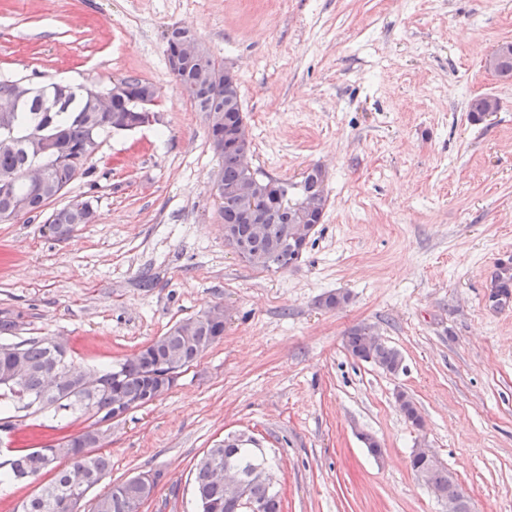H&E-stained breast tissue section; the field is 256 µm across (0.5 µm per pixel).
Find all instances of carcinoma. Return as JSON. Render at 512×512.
<instances>
[{"label":"carcinoma","instance_id":"cac0c4a2","mask_svg":"<svg viewBox=\"0 0 512 512\" xmlns=\"http://www.w3.org/2000/svg\"><path fill=\"white\" fill-rule=\"evenodd\" d=\"M224 66L210 54L187 63L176 74L182 91L201 112L212 118L211 110H222L223 121L235 126L246 127L241 106L239 87H224L207 81L208 76H222ZM53 91L34 95L18 113L13 134L0 132V217H27L44 214L47 206L64 195L67 186L76 178L73 158H83L81 174L93 169V158L87 156L92 134L98 142L112 132V124L129 118L133 121L140 115L132 111L133 103L128 98L112 100L109 112H99L87 92H73L61 105L53 103ZM37 132L56 138V155L48 161L40 191L33 192L27 183L15 181L11 176L24 167L41 162L25 147L27 138ZM224 134V126L208 123V140L213 152L223 162L218 183L221 189L237 187L249 180L258 184L265 195L271 215L254 230L245 222L246 206L227 201L220 205L224 220V239L229 247L239 245L242 260L250 266L266 271H285L294 266V256L303 245V239L296 238L297 229L321 223L327 206L325 176L321 168L307 169L299 186L302 206L289 203L288 183L273 178H261L257 172L241 168L234 151L220 148L217 139ZM98 199L92 193H83L71 198L65 205L54 209L45 224L57 230V237L71 235L80 224H91L98 217ZM206 312L189 317L174 325L165 334L150 341L140 352L108 370L84 372L79 375L99 381L97 391L87 395L76 391L66 401L53 407V411H75L89 416L91 423L76 436H68L54 444L56 458L51 469L55 476L51 481L54 489L38 491L22 501L16 512H75L78 503L89 489L99 484L111 471V463L104 455L83 452L78 444L86 440L91 432L112 417V405L121 402L133 409L139 408L153 398L164 395L165 374L169 365L185 367L224 336L220 323H211L205 318ZM18 328L16 318L0 317V414L16 411L45 410L40 397L44 391L48 373L60 363L71 364L66 345L48 337H31L10 342L7 337L14 335ZM374 330L369 326H357L348 333L345 345L353 357L369 362L389 373H396L402 365L400 351L379 339H372ZM14 375L17 383H4ZM402 400L399 410L414 427H421V415L409 396L400 393ZM39 449L20 450L5 461L8 471L5 476L18 480L36 478L42 474L39 469ZM230 466L244 473L250 484V493L262 505V512H281L282 504L278 491L273 486L272 476L264 455L246 446L237 438H226L214 448L207 449L194 466V499L197 512H227L224 483L216 468ZM412 469L422 478L424 484L436 498L444 496L459 498V486L436 457L429 452L411 456ZM145 489L134 479L116 483L99 496L93 512H130L134 498L144 494Z\"/></svg>","mask_w":512,"mask_h":512}]
</instances>
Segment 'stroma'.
<instances>
[{
	"instance_id": "stroma-1",
	"label": "stroma",
	"mask_w": 512,
	"mask_h": 512,
	"mask_svg": "<svg viewBox=\"0 0 512 512\" xmlns=\"http://www.w3.org/2000/svg\"><path fill=\"white\" fill-rule=\"evenodd\" d=\"M175 27L236 73L254 168L324 172L325 217L288 270L224 243L222 164L166 60ZM507 39L512 0H0V77H134L160 94L159 122L107 137L66 188L93 190L96 222L58 240L40 217L0 221V312L18 339L56 338L99 369L213 305L227 317L168 394L113 424L96 449L112 471L78 512L146 472L160 478L141 512H196L194 464L231 435L265 453L283 512H445L410 466L422 447L474 512H512V293L490 291L512 276V81L483 67ZM483 95L500 109L472 120ZM336 292L345 304L321 305ZM359 325L402 369L346 350ZM87 424L17 412L0 462Z\"/></svg>"
}]
</instances>
